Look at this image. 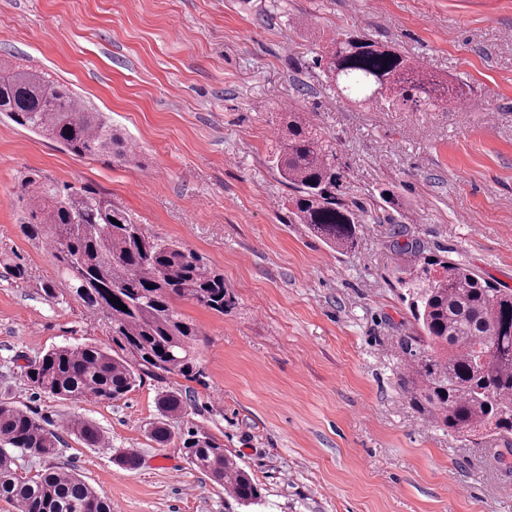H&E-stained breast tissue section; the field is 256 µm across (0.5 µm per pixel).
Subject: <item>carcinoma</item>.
I'll return each mask as SVG.
<instances>
[{"label": "carcinoma", "mask_w": 512, "mask_h": 512, "mask_svg": "<svg viewBox=\"0 0 512 512\" xmlns=\"http://www.w3.org/2000/svg\"><path fill=\"white\" fill-rule=\"evenodd\" d=\"M317 64L337 93L354 102L437 108L444 101L434 97L442 80L396 47L361 34L346 33L322 47ZM0 114L78 157L133 163L139 155L67 86L5 60H0ZM273 163L291 190L294 221L331 248H352L360 216L344 199L332 142L303 113H284ZM17 199L23 234L51 245L61 281L84 307L107 320L114 344L53 348L26 366L28 384L60 400L110 401L131 391L145 373H199L201 329L177 303L228 311L234 301L223 274L183 244L146 233L136 217L90 186L60 187L33 171L21 180ZM399 252L398 282L416 325L400 342V381L412 405L450 435L476 442L495 437L512 446V289L427 254L417 241ZM113 296L127 310L111 302ZM157 405L165 418L184 412L181 396L172 391ZM70 430L90 447L105 445L89 422L74 420ZM56 442L27 412L0 400V499L18 512H111L108 501L70 470L17 473L15 453L46 457ZM182 447L188 463L238 504L261 503L250 473L214 439L196 432Z\"/></svg>", "instance_id": "cac0c4a2"}]
</instances>
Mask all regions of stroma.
<instances>
[{"label":"stroma","instance_id":"1","mask_svg":"<svg viewBox=\"0 0 512 512\" xmlns=\"http://www.w3.org/2000/svg\"><path fill=\"white\" fill-rule=\"evenodd\" d=\"M351 31L464 82L483 108L351 106L313 62ZM1 58L69 86L140 150L136 165L81 158L0 117V400L59 448L17 455L20 475L72 470L112 512H512V454L437 430L400 384L399 341L415 325L397 281V246L415 239L512 288V0H0ZM291 108L336 147L362 218L350 250L288 212L271 152ZM32 169L96 188L223 274L231 311L178 304L202 331L198 374H147L111 402L27 383L25 366L53 347L112 343L20 230ZM166 390L183 415L161 417ZM76 419L107 447L77 438ZM161 420L164 444L151 434ZM190 427L252 474L261 504L238 505L188 465ZM126 451L138 468L116 464ZM70 430L89 447L100 448L105 445L100 430L89 422L74 420L70 424Z\"/></svg>","mask_w":512,"mask_h":512}]
</instances>
